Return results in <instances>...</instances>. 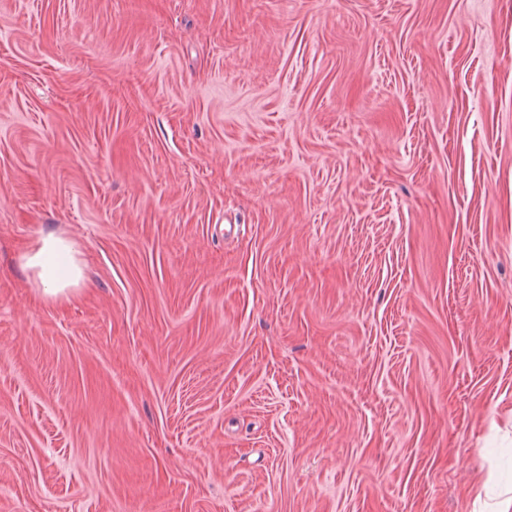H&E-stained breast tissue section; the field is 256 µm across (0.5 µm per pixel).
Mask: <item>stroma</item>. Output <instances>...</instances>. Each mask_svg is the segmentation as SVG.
I'll list each match as a JSON object with an SVG mask.
<instances>
[{"label":"stroma","mask_w":512,"mask_h":512,"mask_svg":"<svg viewBox=\"0 0 512 512\" xmlns=\"http://www.w3.org/2000/svg\"><path fill=\"white\" fill-rule=\"evenodd\" d=\"M510 486L512 0H0V512ZM34 277L36 295L52 301H70L86 283L85 264L76 244L53 231L43 232L21 254Z\"/></svg>","instance_id":"35a3bbf8"}]
</instances>
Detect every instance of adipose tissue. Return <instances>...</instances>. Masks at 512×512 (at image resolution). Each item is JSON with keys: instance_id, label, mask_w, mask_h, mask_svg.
Here are the masks:
<instances>
[{"instance_id": "adipose-tissue-1", "label": "adipose tissue", "mask_w": 512, "mask_h": 512, "mask_svg": "<svg viewBox=\"0 0 512 512\" xmlns=\"http://www.w3.org/2000/svg\"><path fill=\"white\" fill-rule=\"evenodd\" d=\"M21 258L33 274L39 298L68 301L86 284L85 264L76 244L55 232L42 233Z\"/></svg>"}]
</instances>
